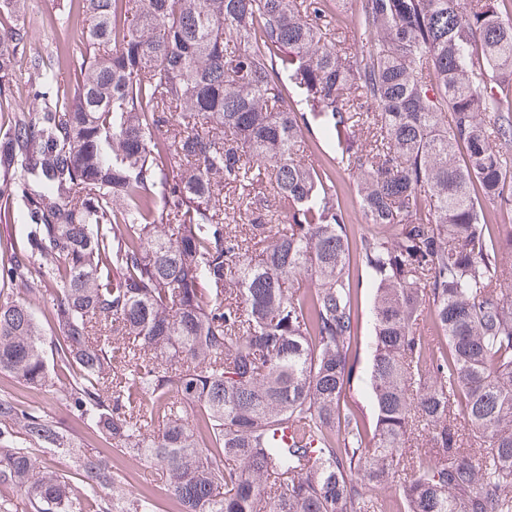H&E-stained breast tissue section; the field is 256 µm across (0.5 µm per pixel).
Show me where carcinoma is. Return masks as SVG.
Returning a JSON list of instances; mask_svg holds the SVG:
<instances>
[{
  "label": "carcinoma",
  "instance_id": "carcinoma-1",
  "mask_svg": "<svg viewBox=\"0 0 512 512\" xmlns=\"http://www.w3.org/2000/svg\"><path fill=\"white\" fill-rule=\"evenodd\" d=\"M19 2L0 0V77L23 59L29 75L0 82V104L40 109L0 142V223L17 196L28 216L0 261V373L159 467L179 512H512V225L482 221L512 207L499 0H360L343 26L326 0H65L79 28L50 56L13 22ZM314 125L354 175L359 230L303 156ZM227 186L248 223L229 222ZM359 268L372 423L345 401ZM19 498L154 512L1 394L0 512Z\"/></svg>",
  "mask_w": 512,
  "mask_h": 512
}]
</instances>
